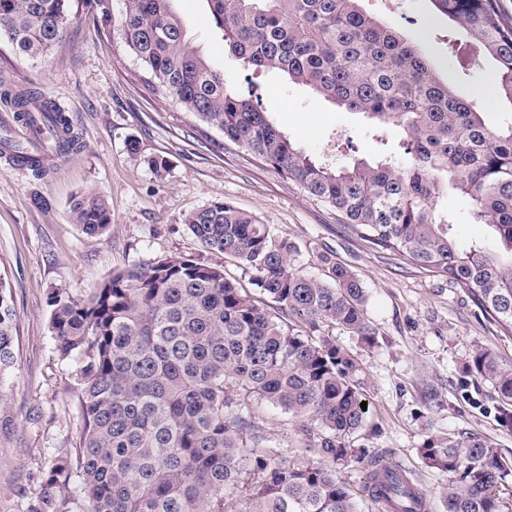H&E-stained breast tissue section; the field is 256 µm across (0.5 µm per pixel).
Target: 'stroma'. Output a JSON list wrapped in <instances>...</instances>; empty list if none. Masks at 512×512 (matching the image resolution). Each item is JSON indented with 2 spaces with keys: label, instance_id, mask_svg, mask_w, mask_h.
I'll return each instance as SVG.
<instances>
[{
  "label": "stroma",
  "instance_id": "stroma-1",
  "mask_svg": "<svg viewBox=\"0 0 512 512\" xmlns=\"http://www.w3.org/2000/svg\"><path fill=\"white\" fill-rule=\"evenodd\" d=\"M358 6L419 45L464 98H479L481 88L495 82L490 62L457 77V65L448 61V20L430 0H359ZM173 7L211 68L232 87H256L273 122L306 153L333 164L402 156L395 129H374L362 115L335 107L281 72L243 70L220 45L206 0H174ZM142 74L119 30L99 32L82 0H73L65 37L48 56L20 58L0 40V81L14 93L38 91L51 99L80 141L77 150L45 159L38 172L15 167L9 153H0V278L12 291L18 329L14 363L0 379L11 420L0 434V512H28L46 471L61 453L74 452L81 434L78 363L58 357L50 294L80 299L114 271L171 256L203 259L249 283L248 272L202 249L183 222L215 200L257 215L288 239L294 269L323 276L317 256L327 252L362 283L375 345L358 347L332 327L325 333L357 350L366 371L377 429L367 448L415 473L433 498L448 476L423 459L428 437L476 434L512 457V405L467 370L479 347L512 367V335L446 279L352 235L326 206L225 142L217 129L200 126L163 89L149 90ZM132 139L139 144L135 154L127 147ZM154 156L169 160L164 176L149 168ZM91 193L104 195L112 212L99 236L82 233L71 212L75 195ZM438 207L448 212L449 233L460 246L479 241L495 248L489 227L472 223L467 196L448 193ZM258 415L289 460L300 458V437L288 416L264 403Z\"/></svg>",
  "mask_w": 512,
  "mask_h": 512
}]
</instances>
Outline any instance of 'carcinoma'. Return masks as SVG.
Masks as SVG:
<instances>
[{
	"mask_svg": "<svg viewBox=\"0 0 512 512\" xmlns=\"http://www.w3.org/2000/svg\"><path fill=\"white\" fill-rule=\"evenodd\" d=\"M224 50L246 71L279 70L331 104L396 128L407 158L337 167L296 147L262 104L224 82L187 39L170 0H89L100 27H118L146 71L200 122L336 212L339 223L400 262L466 292L512 333V124L495 127L483 106L451 90L422 50L365 15L358 0H206ZM496 65V98L512 104V18L499 0H432ZM71 0H0V39L22 57L46 56L65 32ZM13 99L24 126L38 114L59 129L54 151L78 139L39 92ZM472 201V220L498 248L460 247L437 202L448 190ZM87 235L112 224L103 196H78ZM202 248L253 272L257 298L239 279L198 258L173 256L120 270L83 300L49 298L60 358L81 363V435L57 459L29 512H429L414 475L355 442L374 433L362 410L367 381L352 350L323 335L331 326L372 346L366 294L356 275L317 255L326 278L294 270L292 246L269 225L225 201L183 219ZM16 313L0 280V376L14 362ZM468 370L512 402V369L479 348ZM288 415L310 458L263 433L254 402ZM422 456L451 478L445 512H503L512 466L493 442L434 436ZM363 474L360 491L343 475ZM79 495H69L70 487Z\"/></svg>",
	"mask_w": 512,
	"mask_h": 512,
	"instance_id": "obj_1",
	"label": "carcinoma"
}]
</instances>
